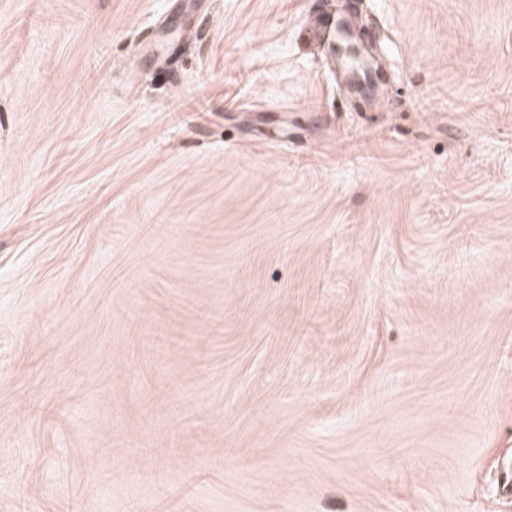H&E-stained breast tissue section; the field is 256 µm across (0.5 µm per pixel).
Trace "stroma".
I'll return each instance as SVG.
<instances>
[{"label":"stroma","instance_id":"1","mask_svg":"<svg viewBox=\"0 0 512 512\" xmlns=\"http://www.w3.org/2000/svg\"><path fill=\"white\" fill-rule=\"evenodd\" d=\"M164 2L0 0V512H512V0Z\"/></svg>","mask_w":512,"mask_h":512}]
</instances>
